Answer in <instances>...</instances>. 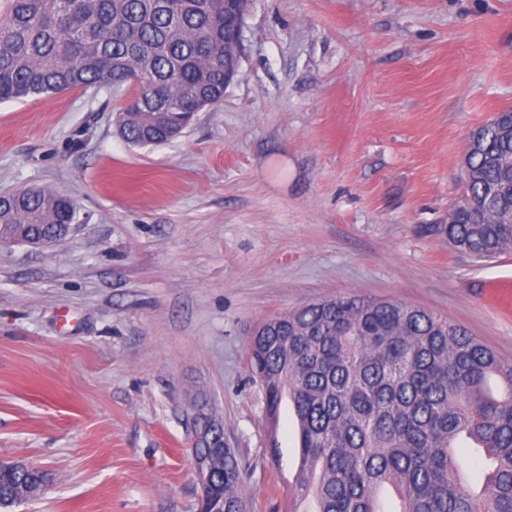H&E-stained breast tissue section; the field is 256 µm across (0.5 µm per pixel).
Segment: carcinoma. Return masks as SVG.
Masks as SVG:
<instances>
[{
  "label": "carcinoma",
  "mask_w": 512,
  "mask_h": 512,
  "mask_svg": "<svg viewBox=\"0 0 512 512\" xmlns=\"http://www.w3.org/2000/svg\"><path fill=\"white\" fill-rule=\"evenodd\" d=\"M5 0L0 14V101L76 88L139 83L117 109L133 145L169 137L176 123L224 99V29L244 25L239 0ZM131 112L142 118H128ZM462 196L439 231L477 258L512 251V108L468 137ZM75 203L30 189L0 199V243L54 241ZM249 361L274 417L289 400L304 467L289 498L316 512H512V363L463 328L424 309L359 296L324 298L272 317ZM472 441L493 461L481 491L461 486L452 452ZM212 464L213 512H247L245 473L216 431L195 449ZM47 475L0 473V507Z\"/></svg>",
  "instance_id": "carcinoma-1"
}]
</instances>
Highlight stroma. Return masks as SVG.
Listing matches in <instances>:
<instances>
[{
    "label": "stroma",
    "mask_w": 512,
    "mask_h": 512,
    "mask_svg": "<svg viewBox=\"0 0 512 512\" xmlns=\"http://www.w3.org/2000/svg\"><path fill=\"white\" fill-rule=\"evenodd\" d=\"M125 96L0 103V195L76 203L62 239L0 244V457L50 475L9 512H199L202 402L250 512H288L296 422L248 350L311 300L402 301L512 361V252L435 231L512 107V0H249L237 76L180 137L128 143Z\"/></svg>",
    "instance_id": "1"
}]
</instances>
